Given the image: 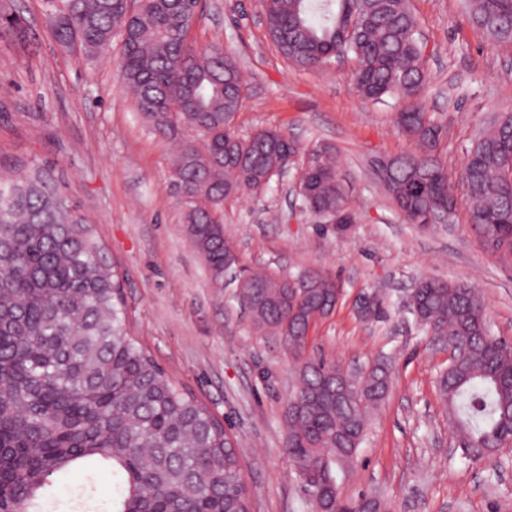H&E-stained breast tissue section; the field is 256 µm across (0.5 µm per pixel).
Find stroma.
I'll return each mask as SVG.
<instances>
[{
	"label": "stroma",
	"mask_w": 512,
	"mask_h": 512,
	"mask_svg": "<svg viewBox=\"0 0 512 512\" xmlns=\"http://www.w3.org/2000/svg\"><path fill=\"white\" fill-rule=\"evenodd\" d=\"M432 75L428 112L445 134L435 153L458 178L467 150L497 114L512 112V49L491 46L460 0H410ZM35 37L24 46L0 30V157L62 170L70 192L117 264L134 336L181 386L207 405L235 440L253 512H310L285 452V411L298 363L285 341L259 328L235 284L214 287L182 223L173 146L154 133L122 87L119 49L86 58L56 41L47 0H0ZM200 47L233 56L244 80L235 127L295 139L288 173L224 205V234L241 265L282 274L317 268L336 284L334 312L310 329L305 358L346 371L388 358L392 385L368 416L357 461L338 477L343 499L380 496L388 512H512V446L500 460L455 454L456 433L438 381L448 348L406 311L423 278L464 282L481 295L493 335L512 340V268L486 254L459 200L449 223H406L373 172L376 157L411 151L396 125L399 105L361 99L352 60L299 69L270 42L260 0H202L192 32ZM333 149L345 193L358 206L339 237L303 209L299 172ZM372 291L388 316L353 308ZM112 468L60 477L49 512H110Z\"/></svg>",
	"instance_id": "35a3bbf8"
}]
</instances>
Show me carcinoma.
<instances>
[{"label": "carcinoma", "instance_id": "carcinoma-1", "mask_svg": "<svg viewBox=\"0 0 512 512\" xmlns=\"http://www.w3.org/2000/svg\"><path fill=\"white\" fill-rule=\"evenodd\" d=\"M197 0H48L58 43L96 58L121 42L122 85L151 129L174 146L172 177L184 184L183 222L215 287L224 261L238 260L224 236V201L260 190L278 174L265 142L273 128L241 137L243 101L234 58L189 40ZM492 44L512 45V0H462ZM279 52L301 68L342 56L354 61L358 96L402 103L397 126L418 150L391 160L382 176L409 224L457 199L434 154L441 128L425 108L430 76L421 64L418 21L407 0H262ZM512 113L493 121L467 151L460 179L468 224L492 255L512 264ZM0 176V512H43L55 477L80 462L112 463V512H249L237 448L195 397L176 385L129 334L121 283L92 224L56 167L13 159ZM339 158L314 153L305 209L356 219L338 176ZM415 321L448 343L441 375L460 453L481 457L512 439V342L491 334L482 298L465 283L422 279ZM255 323L287 339L299 376L285 412L286 452L313 512H385L377 497L340 496L336 470L357 460L367 415L387 394L391 366L357 376L301 357L310 317L330 315L337 288L319 269L288 276L247 271ZM368 295L367 320L386 318Z\"/></svg>", "mask_w": 512, "mask_h": 512}]
</instances>
